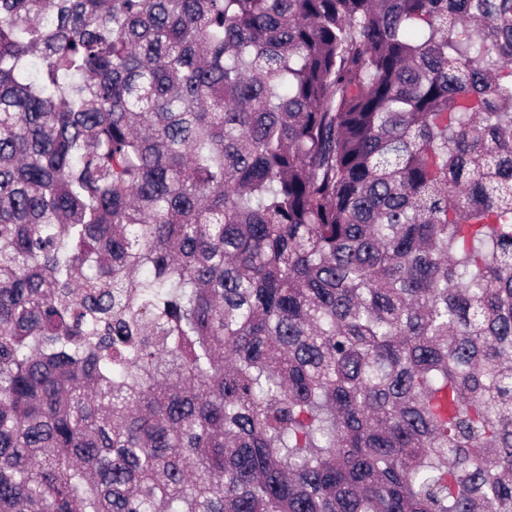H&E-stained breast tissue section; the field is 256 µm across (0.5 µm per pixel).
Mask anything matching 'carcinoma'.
<instances>
[{"instance_id":"cac0c4a2","label":"carcinoma","mask_w":512,"mask_h":512,"mask_svg":"<svg viewBox=\"0 0 512 512\" xmlns=\"http://www.w3.org/2000/svg\"><path fill=\"white\" fill-rule=\"evenodd\" d=\"M0 512H512V0H0Z\"/></svg>"}]
</instances>
